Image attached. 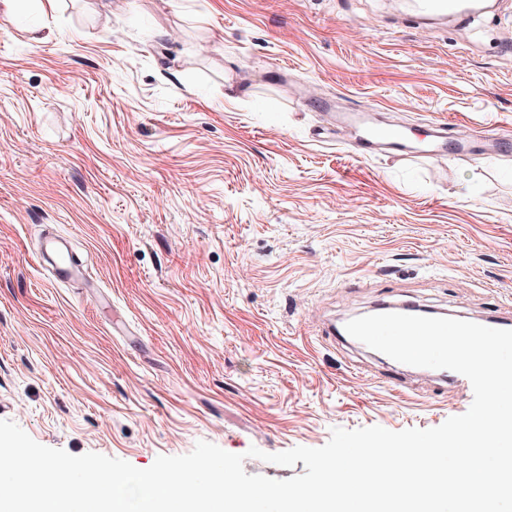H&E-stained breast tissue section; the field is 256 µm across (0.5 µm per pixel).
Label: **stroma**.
<instances>
[{
    "label": "stroma",
    "mask_w": 512,
    "mask_h": 512,
    "mask_svg": "<svg viewBox=\"0 0 512 512\" xmlns=\"http://www.w3.org/2000/svg\"><path fill=\"white\" fill-rule=\"evenodd\" d=\"M0 7V420L139 469L198 441L247 457L335 428L429 429L473 390L325 322L411 300L512 319V151L337 143L318 100L415 131L512 130V0L406 19L390 0H57ZM110 303L53 279L45 232Z\"/></svg>",
    "instance_id": "1"
}]
</instances>
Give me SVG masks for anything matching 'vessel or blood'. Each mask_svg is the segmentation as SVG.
I'll return each instance as SVG.
<instances>
[{"label":"vessel or blood","instance_id":"vessel-or-blood-1","mask_svg":"<svg viewBox=\"0 0 512 512\" xmlns=\"http://www.w3.org/2000/svg\"><path fill=\"white\" fill-rule=\"evenodd\" d=\"M412 11L417 17L454 14L458 11V0H415ZM317 107L332 113L337 130L349 133L362 155L383 149L395 155L451 152L474 159L487 148L497 152L512 148V132L507 130H477L453 122H441L432 125L430 139L418 140L405 129L394 125L369 124L362 113L334 111L332 104L327 101L318 102ZM37 256L51 269L57 281L95 288L96 283L89 275L86 260L73 254L69 240L52 234L44 236Z\"/></svg>","mask_w":512,"mask_h":512}]
</instances>
